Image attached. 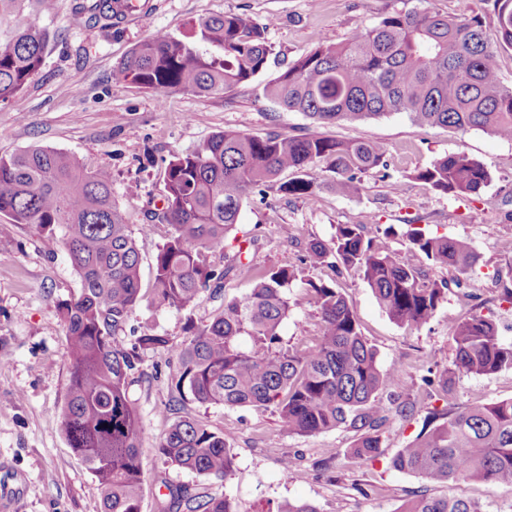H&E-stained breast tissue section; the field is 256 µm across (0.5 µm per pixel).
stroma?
Instances as JSON below:
<instances>
[{"mask_svg":"<svg viewBox=\"0 0 512 512\" xmlns=\"http://www.w3.org/2000/svg\"><path fill=\"white\" fill-rule=\"evenodd\" d=\"M147 9L122 24L92 27L75 19L72 0H56L53 13L38 24L50 33L40 74L15 104L0 105V157L32 146L72 154L89 168L112 170V198L131 225L141 257V287L151 286V267L167 240L168 224L150 220L160 203L162 172L172 155L189 153L213 134L243 130L300 135L311 129L309 118L281 109L264 98L262 82L319 46L345 41L358 27L416 6L449 16L481 17L487 31L496 18L485 0H148ZM224 13L246 15L266 25L273 51L259 81L221 95L169 93L164 103L125 81L119 74L132 48L157 31L181 37L202 17ZM339 140L378 143L390 158L388 178L368 173L351 196L319 189L314 200L282 196L276 190L250 195L236 236L255 238L257 265L291 266L298 278L290 290L299 297L307 281L335 287L352 304L360 331L376 350L383 368L397 367L401 385L382 397L418 395L423 378L437 377L451 365L449 313L480 308L491 316L501 342L512 343V140L479 130L458 133L422 127L406 115L393 114L361 122L341 121L323 127ZM465 152L484 163L491 181L472 201L431 190L413 175L437 158ZM401 181L394 194L391 180ZM431 234L471 240L480 260L465 276L466 285L450 288L446 302L425 326L394 323L381 309L356 270L302 263L312 241L329 242L337 225L360 224L366 237L391 226L395 250H404L409 223ZM81 288L59 237L26 224L8 223L0 215V463L27 479L17 512H102L93 476L66 443L60 424L70 359L59 304ZM248 282L236 275L224 279L221 298L244 294ZM221 298L202 293L182 311L141 303L117 343L131 347L143 331L181 341L186 322L208 323ZM177 359L166 348L143 353L130 388L140 406L146 432L143 444L145 482L142 512H158L167 486H182L239 502L244 512H269L290 500L307 502L319 512H399L412 493L453 494L479 501L485 512H512V489L479 481L450 486L430 483L394 470L390 457L415 438L423 414L393 419L383 433L384 456L360 463L332 458L330 449H347L357 437L349 428L313 436L285 433L276 415L249 407L224 408L181 398L176 387ZM512 399V370L488 376L459 374L448 389H434L427 411L445 412L474 403ZM192 417L221 429L236 453L232 476L215 479L164 464L156 444L178 419ZM293 467L283 471L284 458Z\"/></svg>","mask_w":512,"mask_h":512,"instance_id":"obj_1","label":"stroma"}]
</instances>
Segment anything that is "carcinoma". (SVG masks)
<instances>
[{"label": "carcinoma", "instance_id": "1", "mask_svg": "<svg viewBox=\"0 0 512 512\" xmlns=\"http://www.w3.org/2000/svg\"><path fill=\"white\" fill-rule=\"evenodd\" d=\"M496 17L489 35L477 17L442 16L412 8L360 27L344 42L319 47L262 85L263 97L301 112L317 126L404 113L420 125L460 132L481 130L512 139V85L503 84L500 53L512 51V0H487ZM30 4L40 14L55 0H0V17ZM74 12L112 26V0H76ZM266 26L242 14L200 19L192 36L160 31L138 43L121 64L123 79L162 99L179 91L221 95L255 80L272 46ZM47 34L34 23L0 29V102L12 101L39 75ZM386 150L365 141H339L311 130L259 137L224 130L197 150L177 154L162 174V208L155 216L172 227L153 264L150 302L185 310L204 291L220 293L233 272L250 282L239 297L224 300L210 323L190 325L175 342L145 331L126 349L115 343L141 294V259L124 215L112 200V171L88 169L67 152L32 147L0 157V214L11 224L60 234L81 288L59 314L71 360L61 426L69 448L84 462L100 492L103 512H141L145 481L143 427L131 375L140 353L167 347L177 358L180 395L225 408L270 410L290 435H317L347 426L358 433L345 457L372 462L383 454L382 428L389 421L379 394L401 383L397 368L381 369L377 352L361 335L348 300L335 288L305 282L302 296L319 311V333L305 349L282 345L280 326L297 306L288 295L295 271L261 269L253 263L254 240L231 245L244 200L274 188L311 200L320 184L340 196L360 189L362 175L387 167ZM289 173L283 181L280 176ZM414 178L456 198L480 194L491 179L486 165L464 152L436 159ZM388 226L377 241L359 224H338L331 242H312L304 261L322 265L333 256L359 272L379 306L398 325L419 328L446 302L449 283L431 279L414 263L468 273L476 251L465 237L419 229L406 233L405 251L392 248ZM233 248L234 263L216 269L207 256ZM457 373L487 376L512 370V343L497 336L481 314L448 315ZM421 432L391 458V466L428 482L452 485L479 480L512 487V399L472 404ZM156 454L164 463L205 476L228 478L236 454L224 432L190 417L175 421ZM160 512H243L226 497L167 486ZM399 512H484L482 505L447 494H416Z\"/></svg>", "mask_w": 512, "mask_h": 512}]
</instances>
